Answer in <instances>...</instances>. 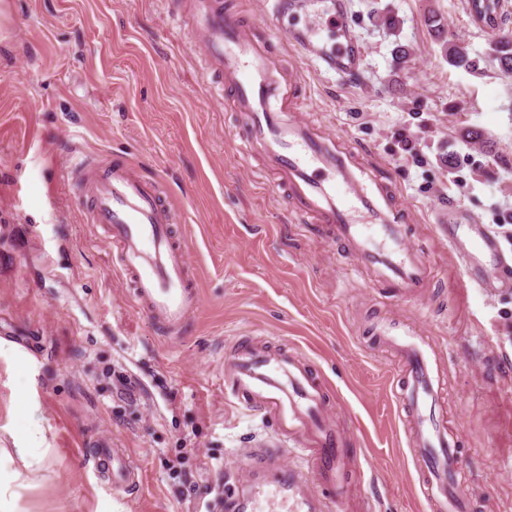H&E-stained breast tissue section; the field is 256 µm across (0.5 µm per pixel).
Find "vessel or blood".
I'll list each match as a JSON object with an SVG mask.
<instances>
[{"mask_svg":"<svg viewBox=\"0 0 512 512\" xmlns=\"http://www.w3.org/2000/svg\"><path fill=\"white\" fill-rule=\"evenodd\" d=\"M194 28L207 39L203 72L225 110L240 119L245 155L265 161L259 176L271 180L291 205L295 223L316 225L326 241L342 240L355 269L372 281L390 282L402 297L421 295L432 279L425 251L410 245V209L370 155L322 126L295 119L304 82L303 63L348 83L362 68L365 48L350 24L345 0H274L265 19L249 21L227 9L224 0H188ZM326 12L335 42H316L294 21ZM470 24L490 38L512 36V0H466ZM286 40L301 59L284 67L272 49ZM72 183L87 223L98 225L115 249L113 265L128 284L139 313L169 336L184 332L200 307L196 270L185 241L175 234L179 210L159 180L143 178L136 165H100L90 155L73 154L62 167ZM435 228L458 251L459 267L471 286L486 292L512 288V253H506L487 225L461 220L459 212L438 216ZM401 362L398 403L415 424V453L422 474L420 491L432 512H464L457 491L462 461L440 413L445 373L438 353L408 326L374 328ZM224 388L250 409L271 418L280 436L301 440L317 483L345 486L353 470L343 430L328 421L327 398L308 357L252 341H237L220 365ZM99 476L114 491L140 484V471L124 450L106 439L90 444ZM233 512H315L299 478L276 454L266 456L262 486L237 494Z\"/></svg>","mask_w":512,"mask_h":512,"instance_id":"vessel-or-blood-1","label":"vessel or blood"}]
</instances>
